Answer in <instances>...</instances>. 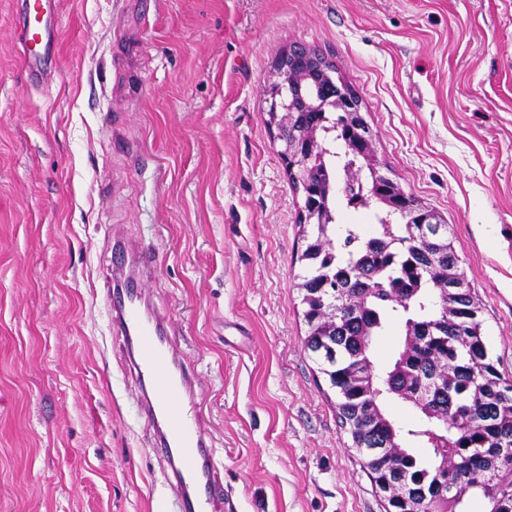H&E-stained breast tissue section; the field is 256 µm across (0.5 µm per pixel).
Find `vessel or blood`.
Listing matches in <instances>:
<instances>
[{
	"label": "vessel or blood",
	"mask_w": 512,
	"mask_h": 512,
	"mask_svg": "<svg viewBox=\"0 0 512 512\" xmlns=\"http://www.w3.org/2000/svg\"><path fill=\"white\" fill-rule=\"evenodd\" d=\"M56 7L57 0L20 2L25 66L34 82L42 77V64L58 38ZM113 321L134 360L136 379L152 392L142 410L153 425L157 450L176 478L178 512H234V504L224 496L223 477L200 412L182 402L193 383L177 356V338L166 316L147 308L142 292L126 283L113 302Z\"/></svg>",
	"instance_id": "1"
}]
</instances>
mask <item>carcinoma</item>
<instances>
[{
  "mask_svg": "<svg viewBox=\"0 0 512 512\" xmlns=\"http://www.w3.org/2000/svg\"><path fill=\"white\" fill-rule=\"evenodd\" d=\"M336 87L306 65L288 102L308 103L284 135L317 131L318 163L289 172L303 209L304 265L297 288L307 326L304 347L336 394L351 448L363 457L375 492L390 487L385 512H464L481 495L488 512H512V380L488 348L483 307L460 276L450 225L382 175L375 133L365 118L333 109ZM372 211L376 232L336 223V197ZM391 323L404 341L377 369L371 346ZM397 399L418 412L402 430L384 410ZM417 437L422 456L404 446Z\"/></svg>",
  "mask_w": 512,
  "mask_h": 512,
  "instance_id": "cac0c4a2",
  "label": "carcinoma"
}]
</instances>
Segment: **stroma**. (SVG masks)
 Segmentation results:
<instances>
[{
    "instance_id": "stroma-1",
    "label": "stroma",
    "mask_w": 512,
    "mask_h": 512,
    "mask_svg": "<svg viewBox=\"0 0 512 512\" xmlns=\"http://www.w3.org/2000/svg\"><path fill=\"white\" fill-rule=\"evenodd\" d=\"M0 0V512L174 502L108 306L152 248L236 512H384L305 351L279 52L360 94L381 172L449 224L512 379V0H61L44 80ZM291 53L289 49L283 54L282 57L277 59L274 62L273 66V82L269 88V93L271 96V100L273 101V108L269 112H273L272 122L274 123L278 120V112H286L287 104L282 99L283 91L288 86V80L284 73V66L282 65L283 61L288 59ZM275 126V125H274Z\"/></svg>"
}]
</instances>
